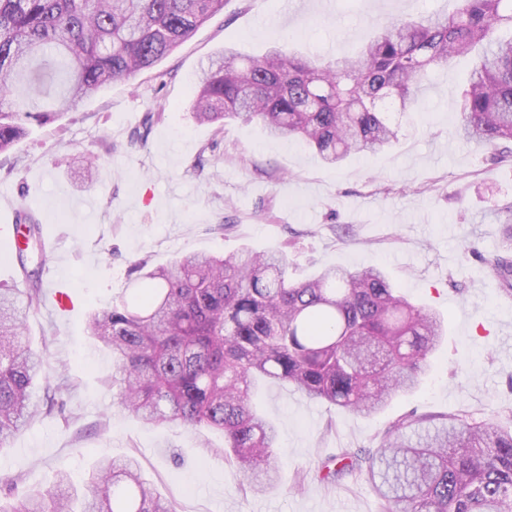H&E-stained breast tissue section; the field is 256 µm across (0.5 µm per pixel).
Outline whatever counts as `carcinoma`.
Masks as SVG:
<instances>
[{
	"label": "carcinoma",
	"mask_w": 512,
	"mask_h": 512,
	"mask_svg": "<svg viewBox=\"0 0 512 512\" xmlns=\"http://www.w3.org/2000/svg\"><path fill=\"white\" fill-rule=\"evenodd\" d=\"M226 0H0V153L29 126L75 108L104 87L154 68L190 39ZM475 54L459 100V134L477 148L512 141V0H457L451 13L371 27L351 54L331 62L275 44L258 56L233 44L202 69L193 109L202 124L261 121L268 134L313 148L327 166L380 153L398 140L384 106L415 107L438 65ZM55 66L67 78L54 110L39 108ZM500 250L484 258L512 291V205ZM26 251L39 257L43 224L20 215ZM139 289L91 313L89 335L112 353L119 403L145 424L224 433L212 452L236 467L246 488L278 484V430L254 406L262 383L366 415L414 390L446 327L411 303L386 271L327 268L301 282L288 257L244 248L188 254L169 265L131 263ZM40 280L0 288V443L40 407L33 402L42 353L24 336L41 302ZM49 409H63L74 386H48ZM366 474L379 512H512V429L449 417L411 416L387 430L373 452L346 449L318 464L333 482ZM64 471L53 489L29 493L0 512H75ZM80 512H176L144 478L132 455L103 457L89 474Z\"/></svg>",
	"instance_id": "1"
}]
</instances>
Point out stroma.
<instances>
[{
  "label": "stroma",
  "mask_w": 512,
  "mask_h": 512,
  "mask_svg": "<svg viewBox=\"0 0 512 512\" xmlns=\"http://www.w3.org/2000/svg\"><path fill=\"white\" fill-rule=\"evenodd\" d=\"M452 0H229L153 69L105 87L0 154V227L32 211L51 242L42 285L58 279L76 307L30 313L28 338L44 348L49 375L75 389L65 415L41 413L0 445V499L52 487L66 470L77 492L104 455L133 454L177 512H377L365 475L336 484L313 477L321 458L377 447L410 414L456 416L512 428V292L483 258L498 250L499 209L512 203V160L464 143L455 104L472 62L436 68L412 112H394L399 140L340 168L309 147L270 137L259 122L198 123L192 90L203 67L233 43L251 55L295 35V49L340 57L371 25L452 10ZM160 113L144 147L130 144L146 113ZM92 162V174L74 158ZM284 250L288 273L369 265L418 305L436 310L447 335L420 386L374 415L265 385L260 411L279 429L285 462L278 488L241 491L217 455L220 432L146 425L105 382L112 359L86 330L88 316L131 288L132 260L166 265L193 251Z\"/></svg>",
  "instance_id": "35a3bbf8"
}]
</instances>
